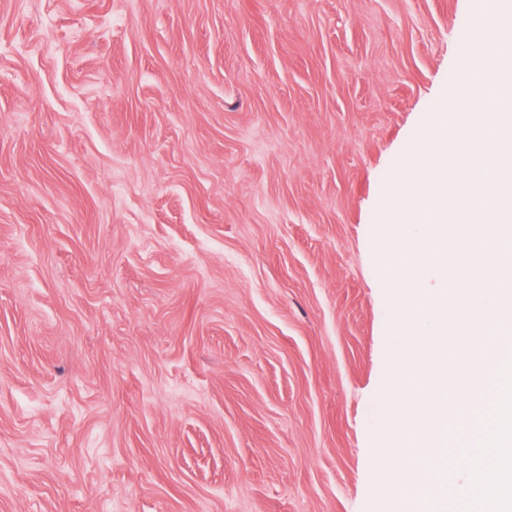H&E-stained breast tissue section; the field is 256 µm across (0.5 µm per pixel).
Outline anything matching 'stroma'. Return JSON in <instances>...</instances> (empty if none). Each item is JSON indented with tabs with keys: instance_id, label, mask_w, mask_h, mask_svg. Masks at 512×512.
I'll list each match as a JSON object with an SVG mask.
<instances>
[{
	"instance_id": "35a3bbf8",
	"label": "stroma",
	"mask_w": 512,
	"mask_h": 512,
	"mask_svg": "<svg viewBox=\"0 0 512 512\" xmlns=\"http://www.w3.org/2000/svg\"><path fill=\"white\" fill-rule=\"evenodd\" d=\"M468 0H0V512H384L382 206Z\"/></svg>"
}]
</instances>
